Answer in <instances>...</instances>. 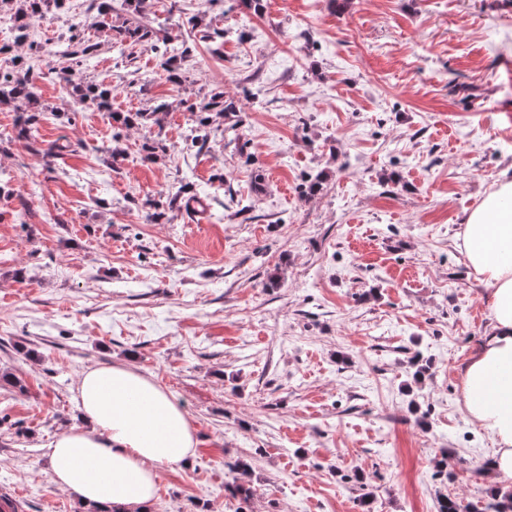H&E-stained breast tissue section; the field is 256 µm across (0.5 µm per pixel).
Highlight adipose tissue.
I'll return each instance as SVG.
<instances>
[{"label":"adipose tissue","instance_id":"ef3b65f1","mask_svg":"<svg viewBox=\"0 0 512 512\" xmlns=\"http://www.w3.org/2000/svg\"><path fill=\"white\" fill-rule=\"evenodd\" d=\"M468 265L491 290L490 322L461 369L468 413L494 440L487 473L512 488V180L499 182L465 219ZM84 426L57 436L50 481L87 507L105 502L148 512L156 468L186 459L197 444L187 413L154 380L119 365L87 371L77 385Z\"/></svg>","mask_w":512,"mask_h":512}]
</instances>
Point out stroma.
I'll use <instances>...</instances> for the list:
<instances>
[{"label":"stroma","mask_w":512,"mask_h":512,"mask_svg":"<svg viewBox=\"0 0 512 512\" xmlns=\"http://www.w3.org/2000/svg\"><path fill=\"white\" fill-rule=\"evenodd\" d=\"M92 0L31 22L39 148L0 106V496L17 512H86L49 480V448L81 425L83 372L152 377L189 414L188 462L157 468L150 512H438L466 504L494 443L461 402L488 287L463 220L512 177V0H147L192 51L181 83L145 46L80 65L71 24ZM223 38H215V31ZM75 66L111 112L47 74ZM238 104L190 140V105ZM161 115L167 150L142 157ZM124 150L112 161V147ZM321 176L314 196L301 186ZM198 210L153 220L146 199ZM277 287H268L270 277ZM429 370L413 382L411 362ZM248 463V475L229 471ZM447 460L450 478L437 477ZM244 483L250 497L233 495Z\"/></svg>","instance_id":"1"}]
</instances>
